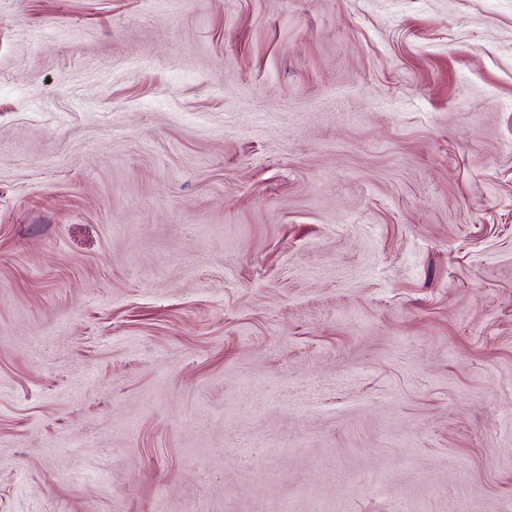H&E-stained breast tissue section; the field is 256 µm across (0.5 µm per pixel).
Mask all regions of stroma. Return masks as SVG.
Instances as JSON below:
<instances>
[{
    "instance_id": "35a3bbf8",
    "label": "stroma",
    "mask_w": 512,
    "mask_h": 512,
    "mask_svg": "<svg viewBox=\"0 0 512 512\" xmlns=\"http://www.w3.org/2000/svg\"><path fill=\"white\" fill-rule=\"evenodd\" d=\"M512 512V0H0V512Z\"/></svg>"
}]
</instances>
